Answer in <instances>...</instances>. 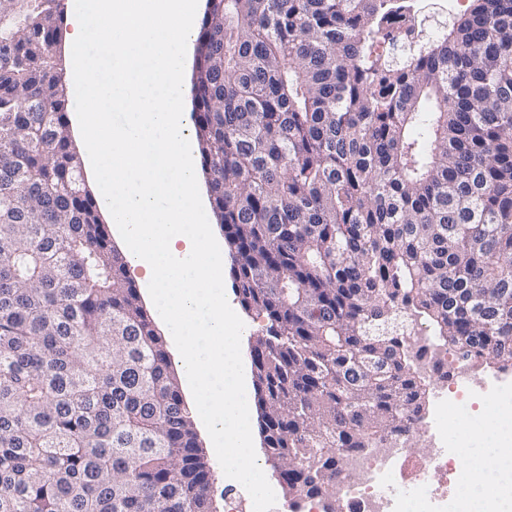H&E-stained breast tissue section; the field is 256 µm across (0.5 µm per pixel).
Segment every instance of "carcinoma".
<instances>
[{
	"instance_id": "obj_1",
	"label": "carcinoma",
	"mask_w": 512,
	"mask_h": 512,
	"mask_svg": "<svg viewBox=\"0 0 512 512\" xmlns=\"http://www.w3.org/2000/svg\"><path fill=\"white\" fill-rule=\"evenodd\" d=\"M207 0L190 94L281 481L412 433L433 347L512 360V0ZM64 0H0V512H212L170 356L82 182ZM427 140L414 134L419 123ZM420 323L430 342L405 328Z\"/></svg>"
}]
</instances>
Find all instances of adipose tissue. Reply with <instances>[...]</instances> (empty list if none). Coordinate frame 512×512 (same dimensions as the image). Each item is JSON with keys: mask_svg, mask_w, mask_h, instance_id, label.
I'll return each mask as SVG.
<instances>
[{"mask_svg": "<svg viewBox=\"0 0 512 512\" xmlns=\"http://www.w3.org/2000/svg\"><path fill=\"white\" fill-rule=\"evenodd\" d=\"M471 454L476 467L467 480L477 489L461 495L454 512H512V429L491 425Z\"/></svg>", "mask_w": 512, "mask_h": 512, "instance_id": "ef3b65f1", "label": "adipose tissue"}]
</instances>
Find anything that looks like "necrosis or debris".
I'll use <instances>...</instances> for the list:
<instances>
[{"mask_svg": "<svg viewBox=\"0 0 512 512\" xmlns=\"http://www.w3.org/2000/svg\"><path fill=\"white\" fill-rule=\"evenodd\" d=\"M470 393L462 382L436 398L428 423L414 427L433 444L425 458L407 447L378 448L350 457L340 486L342 512H447L448 496L460 488L470 457L462 444L463 428L455 416Z\"/></svg>", "mask_w": 512, "mask_h": 512, "instance_id": "1", "label": "necrosis or debris"}]
</instances>
